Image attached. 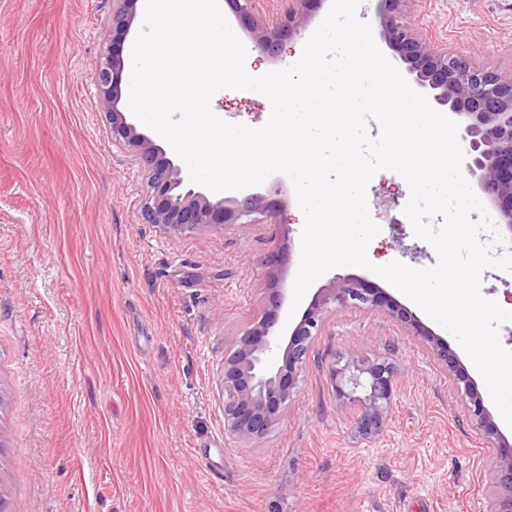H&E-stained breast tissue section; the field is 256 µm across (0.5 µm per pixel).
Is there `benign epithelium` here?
<instances>
[{"mask_svg":"<svg viewBox=\"0 0 512 512\" xmlns=\"http://www.w3.org/2000/svg\"><path fill=\"white\" fill-rule=\"evenodd\" d=\"M288 12L273 30H261L256 48L272 52L282 38L299 32L310 0H290ZM409 0H381L378 11L381 36L416 83L448 107L459 128L464 152L463 170L476 180L493 205L498 225L512 240V70L499 71L469 64L448 46H437L404 21ZM139 0H114L110 28L124 36L137 17ZM124 62L113 45L102 51L96 70L100 111L110 124L112 144L131 154L146 180L145 212L149 223L171 236L194 233L202 226L259 224L274 218L265 198L249 194L241 200L209 195L188 187L182 169L147 135L127 121L121 105ZM387 309L411 335L421 339L448 368V375L464 397L468 416L496 448L489 472L498 490L492 512H512V443L492 422L475 381L464 371L448 342L428 330L412 313L381 288L346 277L321 288L294 325L280 319L278 308L254 320L224 358L220 382L224 403V429L243 443L262 439L278 422L297 392L307 365L311 343L320 334L326 314L339 309ZM286 362L275 365L279 352ZM336 397L368 435L382 432L393 401L394 368L384 358L359 361L341 355L326 364Z\"/></svg>","mask_w":512,"mask_h":512,"instance_id":"obj_1","label":"benign epithelium"}]
</instances>
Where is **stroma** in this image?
<instances>
[{
    "label": "stroma",
    "mask_w": 512,
    "mask_h": 512,
    "mask_svg": "<svg viewBox=\"0 0 512 512\" xmlns=\"http://www.w3.org/2000/svg\"><path fill=\"white\" fill-rule=\"evenodd\" d=\"M264 53L285 68L330 10ZM289 0L252 24L247 51ZM112 0H0V495L8 512H490L495 455L437 356L380 308L327 316L296 397L258 443L224 429V358L292 288L303 227L294 185L255 186L279 214L164 234L144 213L140 167L113 145L95 72ZM405 20L471 64L512 69V0H410ZM230 123L268 120L252 91L211 98ZM407 182L382 170L367 256L438 260L404 214ZM384 357L393 405L364 434L331 390L334 355Z\"/></svg>",
    "instance_id": "obj_1"
}]
</instances>
